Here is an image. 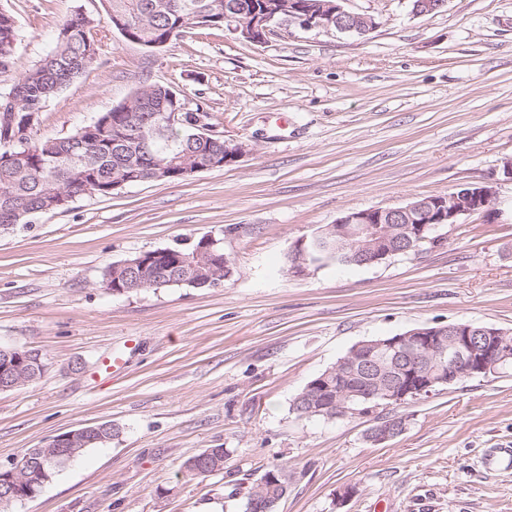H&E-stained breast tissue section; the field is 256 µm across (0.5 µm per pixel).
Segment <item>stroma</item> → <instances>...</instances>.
Segmentation results:
<instances>
[{"label": "stroma", "mask_w": 512, "mask_h": 512, "mask_svg": "<svg viewBox=\"0 0 512 512\" xmlns=\"http://www.w3.org/2000/svg\"><path fill=\"white\" fill-rule=\"evenodd\" d=\"M22 65L75 10L100 22L95 60L45 105L32 140L93 123L143 85L200 103L243 143L230 166L87 195L0 229V345L36 352L35 382L0 392V462L111 422L31 499L0 512H242L265 471L288 470L276 512H512V366L366 415L291 403L359 342L471 322L512 331V0H348L367 36L282 21L265 43L194 28L164 47L126 40L101 0H0ZM490 183L496 215L442 227L443 245L363 266L291 273L299 243L354 211ZM221 240L231 274L205 288L115 294L108 267ZM122 358L120 369L103 364ZM401 415L386 443L365 439ZM226 448L223 471L181 465ZM354 495L337 505L345 488ZM209 453V457H210V462H211V470L209 473L207 472H204V473H194V472H191V466H190V462L195 459L196 457L200 456V455H203L205 453ZM226 455V450L225 448H207L205 450H203L202 452L198 453L197 455L193 456V457H190L189 459H187L184 464H183V468L186 469V473L190 476H193L195 478H201V479H205L206 477L214 474L212 472H219L221 470L224 469V456Z\"/></svg>", "instance_id": "1"}]
</instances>
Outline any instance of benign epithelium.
Listing matches in <instances>:
<instances>
[{"label":"benign epithelium","instance_id":"7a95c632","mask_svg":"<svg viewBox=\"0 0 512 512\" xmlns=\"http://www.w3.org/2000/svg\"><path fill=\"white\" fill-rule=\"evenodd\" d=\"M347 0H262V6L250 9L243 20H234L228 27L246 41L262 44L275 27L283 20H292L303 27L334 28L340 32L357 36L372 33L379 23L370 14L355 13L346 8ZM447 0H411L412 13L419 16L437 14L446 6ZM246 151L242 143L224 141V160L210 159L205 162L184 164L174 174L166 171L157 173L156 179L168 176L188 177L197 172L214 170L232 164ZM494 190L486 184H466L455 188L448 196L417 197L403 206L378 207L352 212L336 224L315 233L302 242L295 253V264L291 272L301 274L308 265V251L312 243L323 235L336 237V246L351 248L361 264L370 265L391 254V245L401 243L403 251L413 244L444 237L436 234L440 227L460 222L461 217L481 213L486 218L494 214ZM218 240L206 237L190 255H174L171 251L145 252L134 260L114 265L122 278L138 279L140 287L154 285L151 272L164 265L166 269L183 268L200 273L202 268L210 269L207 281L218 278V262L215 247ZM379 351L394 353V378L396 388L380 390L370 386L366 398H376L383 407L401 405L415 393L429 394L440 386L449 385L461 376L475 377L488 375L499 370L512 357V333L500 328L473 323H450L448 325L423 326L404 334L385 339L364 341L353 349L352 359L340 360L336 370L355 362L369 377H374L379 362L374 354ZM436 358L439 367L426 369L420 364L427 355ZM41 365L39 354L29 350L0 348V391L11 390L27 382L29 375L38 373ZM402 417L396 416L387 424L373 428L375 436L369 438L374 444H382L397 431ZM98 431L94 425L78 431H71L54 437L44 448H31L21 457L7 465L0 464V499L15 502L31 499L37 488L50 480L45 463L54 468L68 464L72 449L88 435ZM279 487L275 496H252L253 512H274V506L286 495L288 478H270Z\"/></svg>","mask_w":512,"mask_h":512}]
</instances>
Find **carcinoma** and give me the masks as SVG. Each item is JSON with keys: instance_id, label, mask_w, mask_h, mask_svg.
Returning <instances> with one entry per match:
<instances>
[{"instance_id": "carcinoma-1", "label": "carcinoma", "mask_w": 512, "mask_h": 512, "mask_svg": "<svg viewBox=\"0 0 512 512\" xmlns=\"http://www.w3.org/2000/svg\"><path fill=\"white\" fill-rule=\"evenodd\" d=\"M253 0H106V20L116 15L135 27L140 41L150 43L165 36L181 35L204 22L195 16L215 4L222 7L226 21L238 17L239 8ZM224 21V22H226ZM210 21L212 26L224 25ZM99 22L74 13L58 29L55 46L35 64L24 69L9 85L0 87V100L12 96L19 103L16 124L24 117L42 112L46 102L65 85L77 78L98 51ZM19 33L14 17L0 9V64L9 61L15 67ZM173 89L150 84L103 114L93 124L63 138L33 141L29 135L12 141L5 137L6 113L0 112V142L10 148L0 151V226L28 224L36 214L62 209L59 201L68 202L86 194H112V183L131 171L149 179L163 162L177 157L190 158L224 154V141L195 138L198 117L209 116L202 104L189 107L182 96L172 98ZM167 112H177L181 122L159 134ZM16 154L26 161L11 160ZM310 261L321 266L358 264L351 250L341 254L326 250L313 254ZM329 389L322 393L300 391L292 408L306 405L315 409L314 417L336 418L329 405L353 395L350 406L365 414L375 401L356 395L369 384L359 367L341 371L327 369Z\"/></svg>"}]
</instances>
